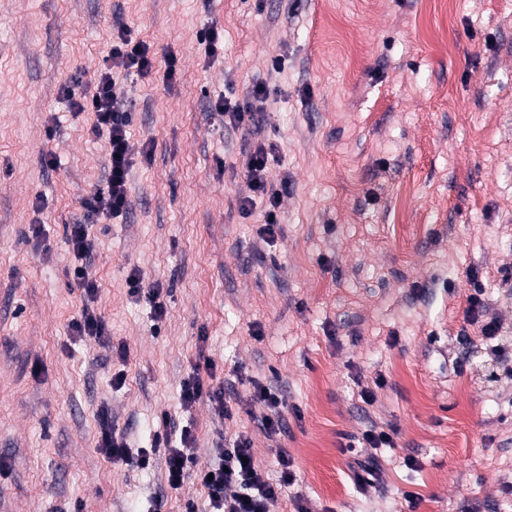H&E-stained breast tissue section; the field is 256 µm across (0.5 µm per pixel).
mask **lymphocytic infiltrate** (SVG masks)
Wrapping results in <instances>:
<instances>
[{"label": "lymphocytic infiltrate", "instance_id": "obj_1", "mask_svg": "<svg viewBox=\"0 0 512 512\" xmlns=\"http://www.w3.org/2000/svg\"><path fill=\"white\" fill-rule=\"evenodd\" d=\"M152 68L153 58L149 45L132 38L129 31L122 30L112 41V48L92 94L78 95L69 89L63 92V100L70 112L93 113L94 120L88 135L95 140H105L108 147L105 187L83 200L82 219L66 227L74 257L73 277L84 297L79 317L74 318L70 324L71 333L75 336L101 338L106 334L104 323L93 308L98 284L90 270L92 221L99 216L113 219L126 216L130 208L127 181L134 164L129 136L131 114L124 107V90L115 76L132 71L145 75ZM268 97L267 88L256 85L251 88L245 102L221 97L217 99L215 109L227 117L230 126L253 127ZM276 150L275 144L257 143L245 153L243 163L244 175L252 194L241 200L240 210L243 215H250L255 198H265L264 222L258 235L268 244L274 243L281 231L278 215L280 195L269 192L267 188L269 162ZM205 399L215 404L222 419H232L233 413L224 401L223 391L210 388L200 370H193L181 385L180 407L182 411L188 412ZM359 443L370 450L369 455L357 463L355 480L357 486L363 488L379 480L382 471L379 451L393 447L394 442L389 432L373 426L362 432ZM153 444L167 450L166 480L169 487L178 489L186 477L195 476L208 493L211 512H274L289 486L296 481L292 461L284 451L280 452L278 459L280 477L277 481H270L257 464L252 441L244 432L235 434L232 442L216 449L214 461L203 467L197 465L193 455L195 436L191 426H182L177 431L163 428L155 432Z\"/></svg>", "mask_w": 512, "mask_h": 512}]
</instances>
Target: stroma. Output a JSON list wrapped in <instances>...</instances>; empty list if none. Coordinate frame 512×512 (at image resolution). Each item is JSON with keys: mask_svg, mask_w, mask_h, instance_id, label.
I'll use <instances>...</instances> for the list:
<instances>
[{"mask_svg": "<svg viewBox=\"0 0 512 512\" xmlns=\"http://www.w3.org/2000/svg\"><path fill=\"white\" fill-rule=\"evenodd\" d=\"M213 25L224 48L208 57ZM123 27L154 66L121 79L130 212L94 226L108 335L74 338L84 298L66 226L104 187L107 155L92 114H66L60 96L93 89ZM259 84V129L212 110ZM261 139L278 147L270 246L263 205L238 209L242 155ZM507 268L512 0H0V512H205L196 480L167 484L152 445L165 416L192 425L201 466L244 431L275 480L286 450L288 494L313 512H512ZM135 273L161 286L162 320L131 294ZM477 284L500 322L487 342L465 319ZM208 361L233 420L206 400L180 408L182 380ZM257 381L281 396L286 435L257 425ZM103 407L150 467L100 454ZM372 425L394 445L361 492L348 444Z\"/></svg>", "mask_w": 512, "mask_h": 512, "instance_id": "1", "label": "stroma"}]
</instances>
